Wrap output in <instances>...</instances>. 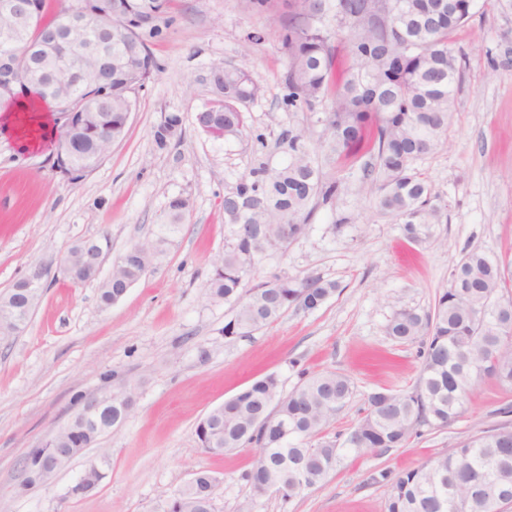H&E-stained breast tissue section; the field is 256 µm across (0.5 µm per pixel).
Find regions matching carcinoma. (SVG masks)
I'll return each mask as SVG.
<instances>
[{
    "mask_svg": "<svg viewBox=\"0 0 512 512\" xmlns=\"http://www.w3.org/2000/svg\"><path fill=\"white\" fill-rule=\"evenodd\" d=\"M110 15L108 32L101 35L84 26L83 18L64 3L50 9V0H22L24 27H13L0 16V51L12 49L31 61L38 83H15L0 89V111L33 96L49 105L54 124L58 168L69 179L81 178V161L101 157L127 133L135 107L134 93L150 78L157 64L148 43L163 35L162 24L172 0H86ZM288 25L281 42L287 56L285 105L310 111L336 87L332 111L324 113L323 136L330 153L341 156L364 152L369 161L363 177L375 189L379 212L401 225L414 243L429 242L444 213L427 181L416 171V160L446 143L448 121L462 77V56L451 47L453 33L471 17L474 0H287ZM150 12L155 25L135 23ZM347 28L354 57L352 71L335 86L332 34L328 17ZM73 61L68 81H57V65ZM212 90L223 105L196 114L198 129L224 141L252 139L243 108L262 95L244 66H212ZM183 118L168 112L152 131L157 149L181 137ZM284 143L288 161L270 169L259 163L224 193V224L229 236L224 256L207 282V298L235 303L224 324V336H248L277 321L289 308L313 311L338 285L317 275L288 278L274 275L241 293L256 260L284 248L305 233L315 204H326L342 182L325 177L311 155L305 136L288 131ZM190 207L188 198L169 199L172 223L158 225L154 237L131 246L112 267V278L99 286L101 305L124 297L165 253L180 232L179 221ZM512 261L481 250L466 252L452 269L448 288L434 310L421 315L401 308L393 313L387 333L399 342L420 336L421 369L416 385L407 391L370 393L367 413L343 436L323 435L325 428L353 397L351 379L338 372L306 374L289 393L277 377L254 381L224 404L210 410L197 424L199 446L209 453L220 448L254 444L263 450L244 479L256 492L296 487L288 498L321 485L344 453L371 448H401L416 427L444 426L462 412L476 383L489 377L512 388ZM132 390L123 384L105 393L112 399L110 414L101 423L67 422L50 446L27 456L33 467L52 448H70L73 455L99 443L129 414L125 399ZM106 472L92 462L73 496L94 492ZM380 477L388 485L386 512H493L485 499L484 481L499 483L512 494V434L497 438L487 430L448 449L433 461L397 476ZM210 471H199V485L185 489L179 499L162 500L154 512H201V501L217 500L210 488Z\"/></svg>",
    "mask_w": 512,
    "mask_h": 512,
    "instance_id": "1",
    "label": "carcinoma"
}]
</instances>
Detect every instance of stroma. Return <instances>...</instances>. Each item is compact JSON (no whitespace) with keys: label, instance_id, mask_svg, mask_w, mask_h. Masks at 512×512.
<instances>
[{"label":"stroma","instance_id":"obj_1","mask_svg":"<svg viewBox=\"0 0 512 512\" xmlns=\"http://www.w3.org/2000/svg\"><path fill=\"white\" fill-rule=\"evenodd\" d=\"M289 9L259 15L244 0H172L171 22L150 50L160 66L135 95L127 134L81 179L63 178L46 148L19 153L0 131V292L28 266L52 267L27 328L0 338V512H153L205 468L221 478L218 512H385L393 476L420 467L480 431L512 423V389L480 381L463 413L445 426L422 425L407 445L348 452L329 478L291 501L253 496L242 475L257 450L212 454L199 448L198 421L251 385L275 375L284 391L301 371L340 372L354 384L352 402L331 432H349L374 390L412 388L419 377V342L386 333L397 308L425 314L448 286L453 267L474 248L512 256V9L476 0L453 37L465 56L448 145L419 160L447 217L435 241H407L379 214L359 164L324 165L342 189L315 208L306 233L285 250L265 253L257 277L318 275L338 290L313 311L288 309L247 337L227 339L228 302H211L205 287L224 254L225 191L258 162L288 159L287 131L310 134L316 157L327 141L316 115L284 109L286 70L280 33ZM215 62L246 63L262 87L247 123L262 134L263 151L244 141L213 139L195 116L211 97ZM178 112L183 132L163 151L152 129ZM190 208L183 229L125 297L99 304L98 285L72 283L59 261L77 242L107 236L102 275L136 242L168 223L169 198ZM130 384L135 401L126 420L85 449L46 483L19 492L22 460L42 447L79 409V396ZM107 455L106 476L91 495L70 496L89 463Z\"/></svg>","mask_w":512,"mask_h":512}]
</instances>
